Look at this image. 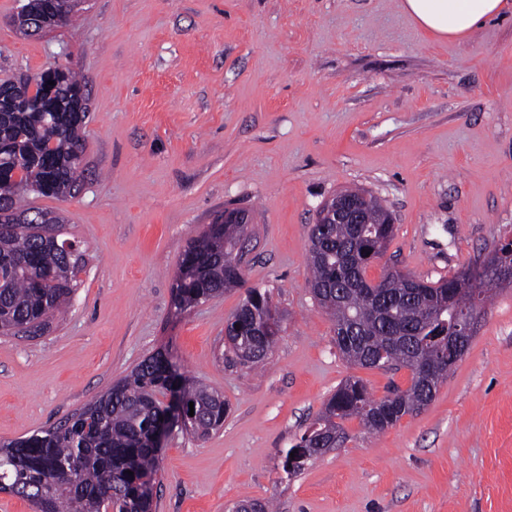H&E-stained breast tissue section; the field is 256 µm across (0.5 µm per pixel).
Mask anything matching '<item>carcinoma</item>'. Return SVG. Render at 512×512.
Returning <instances> with one entry per match:
<instances>
[{"instance_id":"cac0c4a2","label":"carcinoma","mask_w":512,"mask_h":512,"mask_svg":"<svg viewBox=\"0 0 512 512\" xmlns=\"http://www.w3.org/2000/svg\"><path fill=\"white\" fill-rule=\"evenodd\" d=\"M44 8L43 0H25L14 17L23 34ZM42 74L0 81V332L35 338L44 333L68 305L77 284L79 265L44 242L38 230L61 229L60 217L24 204L27 194L42 195L45 161L57 163L49 196H72L78 186L84 154L81 136L90 117L70 118L67 107L80 94L89 102L86 85L75 72L54 99L39 103ZM344 195L361 201L367 223L314 224L309 233V281L313 298L334 324L336 346L350 363L383 369H407L411 384L394 388L395 413L413 415L434 399L448 378L453 362L448 356V284L429 282L409 274L386 272L366 293L352 283L350 273L365 274L372 262L364 243L383 255L394 236L391 215L380 200L359 189ZM246 224L215 222L191 240L179 268L188 280L173 286L176 308L186 310L241 286L239 252ZM505 288L512 277L487 268L465 294L472 310ZM269 295L255 288L224 328L229 349L243 363L261 361L274 347L277 335L262 332L275 318ZM172 395L185 412L187 432L203 438L224 424V396L206 384L179 372L161 350L142 360L79 413L28 438L5 444L0 454V491L28 500L36 512H151L153 483L159 471L154 434L171 406L162 397ZM387 397L374 398L359 380L348 379L329 399L297 444L308 457L288 469L287 449L282 470L291 476L344 440L342 422L351 419L370 433L384 431L382 412ZM194 409H189V403ZM133 475H128V472Z\"/></svg>"}]
</instances>
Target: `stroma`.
I'll return each mask as SVG.
<instances>
[{
	"label": "stroma",
	"instance_id": "1",
	"mask_svg": "<svg viewBox=\"0 0 512 512\" xmlns=\"http://www.w3.org/2000/svg\"><path fill=\"white\" fill-rule=\"evenodd\" d=\"M0 0V80L65 66L90 118L78 193L29 195L83 254L67 311L34 339L0 335V441L70 418L146 356L223 394L208 438L162 442L152 512H512V288L488 303L431 404L344 443L298 475L281 461L346 379L374 397L408 370L348 363L310 291L318 207L360 188L396 227L366 269L431 281L512 236V14L468 38L422 30L402 0H84L34 36ZM249 210L244 282L184 311L172 287L188 242ZM282 321L257 364L225 353L247 289Z\"/></svg>",
	"mask_w": 512,
	"mask_h": 512
}]
</instances>
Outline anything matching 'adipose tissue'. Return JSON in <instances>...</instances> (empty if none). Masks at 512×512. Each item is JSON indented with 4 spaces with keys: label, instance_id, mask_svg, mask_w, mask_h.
I'll use <instances>...</instances> for the list:
<instances>
[{
    "label": "adipose tissue",
    "instance_id": "ef3b65f1",
    "mask_svg": "<svg viewBox=\"0 0 512 512\" xmlns=\"http://www.w3.org/2000/svg\"><path fill=\"white\" fill-rule=\"evenodd\" d=\"M405 11L435 37L467 38L485 21L512 9V0H404Z\"/></svg>",
    "mask_w": 512,
    "mask_h": 512
}]
</instances>
